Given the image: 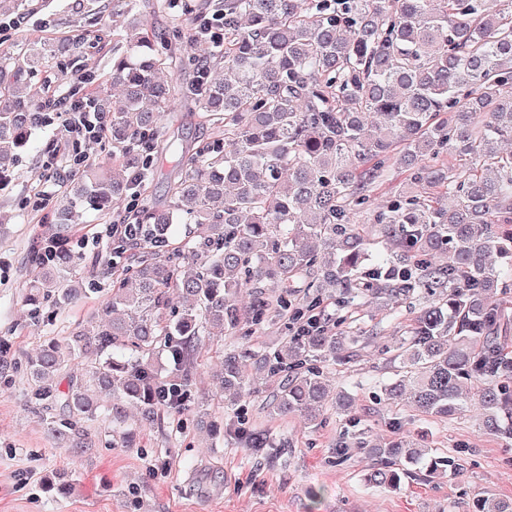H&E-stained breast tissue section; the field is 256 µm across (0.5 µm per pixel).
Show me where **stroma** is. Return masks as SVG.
I'll return each mask as SVG.
<instances>
[{
  "label": "stroma",
  "mask_w": 512,
  "mask_h": 512,
  "mask_svg": "<svg viewBox=\"0 0 512 512\" xmlns=\"http://www.w3.org/2000/svg\"><path fill=\"white\" fill-rule=\"evenodd\" d=\"M137 16L162 40L188 26L168 0H140ZM126 20L125 0H23L10 16V28L0 32V43L20 35L98 38L97 47L85 50L65 70L49 65L42 74L53 96L71 97L85 74L108 78L112 49L121 43ZM216 137L212 126L191 116L189 104L164 114L147 204L167 205L169 187L178 176L175 150ZM73 154V148H61L56 125L35 127L13 166L11 183L0 191V347L6 348L9 362L0 374V512H473L474 502L483 498L512 501V441L484 432L477 402L440 418L406 401L385 399L380 384L387 376V352L405 335L413 314L402 309L392 315L364 299L352 322L340 330L371 342L347 365L330 367L332 392L354 396L353 411L374 441L410 437L459 464V477H410L396 490L368 486L364 476L373 463L368 450L336 454L347 424L335 406H328L324 422L312 428L297 415H270L268 387L246 396L244 403L256 431L284 439L288 446L273 457L251 454L230 428L233 416L224 407L217 376L224 352L248 353L278 344L280 330L268 323L242 334L203 337V363L190 386L193 398L204 400L203 410L190 405L178 413L164 410L140 428L135 409H128L125 421H116L105 400L83 422L94 448L60 447L46 431L49 410L30 406L34 384L26 361L100 313L112 290L113 265L127 262L113 257L109 237L123 207L107 214L87 211L72 230L78 255L73 273L95 282L96 292L68 308L50 310L43 319L29 317L24 296L37 269L33 247L50 236L66 185L79 174ZM41 192L48 195L45 207H26V200ZM132 428L135 444H122L121 432ZM47 477L69 484L70 493L46 491Z\"/></svg>",
  "instance_id": "obj_1"
}]
</instances>
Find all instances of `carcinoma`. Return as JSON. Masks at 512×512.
Listing matches in <instances>:
<instances>
[{"label":"carcinoma","instance_id":"cac0c4a2","mask_svg":"<svg viewBox=\"0 0 512 512\" xmlns=\"http://www.w3.org/2000/svg\"><path fill=\"white\" fill-rule=\"evenodd\" d=\"M138 0L123 52L112 54L111 81L87 90L105 118L93 144L112 146L98 166L67 186L55 213L56 235L39 245V273L26 305L34 318L45 303L65 308L86 296L72 278L76 252L69 228L85 209L127 202L136 235L111 231L112 253L134 249L112 273L101 318L52 343L28 361L35 405L61 400L67 415L46 420L60 445L83 451L93 442L82 422L94 416L92 393L112 399V418L134 404L142 420L178 409L200 358L201 337L261 325L269 312L301 329L273 352L224 355L221 393L233 430L251 453L268 456L286 442L250 430L242 399L279 379L272 414H298L316 427L328 393L324 364L355 355L358 336L336 334L316 290L340 288L339 311L360 298L417 310L409 334L388 356L391 400L420 411L457 414L478 400L487 430L512 440V351L498 336L499 311L487 296L508 287L512 265V0H181L189 21L185 54L168 51L139 24ZM224 28L217 48L209 28ZM85 49L60 38L52 46L20 39L0 50V172H9L23 135L45 120L52 98L32 81L47 56L58 68ZM222 67L219 80L211 69ZM190 69L193 81L164 83L158 70ZM178 101L223 138L200 143L178 160L167 208L144 204L156 162L161 116ZM401 190L369 223L392 241L397 258H371L363 234L369 191L392 168ZM189 224L190 245L174 238ZM268 284L274 294L240 308L242 285ZM186 299L168 308V291ZM165 351L168 369L151 364ZM95 362L53 387L67 354ZM367 431L343 435L341 448H366ZM365 482L397 489L414 473L457 467L412 440L373 447Z\"/></svg>","mask_w":512,"mask_h":512}]
</instances>
